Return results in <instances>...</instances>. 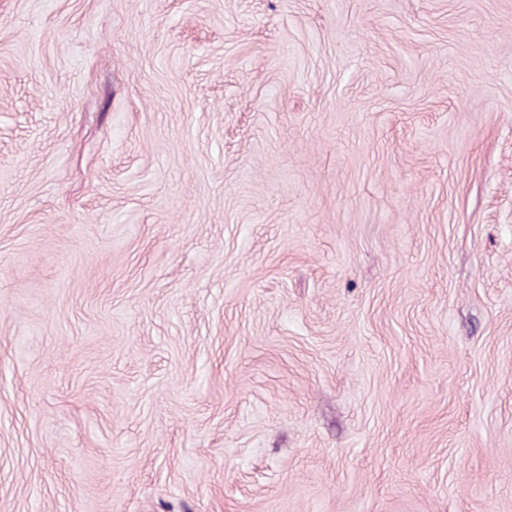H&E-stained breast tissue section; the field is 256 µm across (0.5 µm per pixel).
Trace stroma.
Wrapping results in <instances>:
<instances>
[{
	"mask_svg": "<svg viewBox=\"0 0 512 512\" xmlns=\"http://www.w3.org/2000/svg\"><path fill=\"white\" fill-rule=\"evenodd\" d=\"M0 512H512V0H0Z\"/></svg>",
	"mask_w": 512,
	"mask_h": 512,
	"instance_id": "obj_1",
	"label": "stroma"
}]
</instances>
